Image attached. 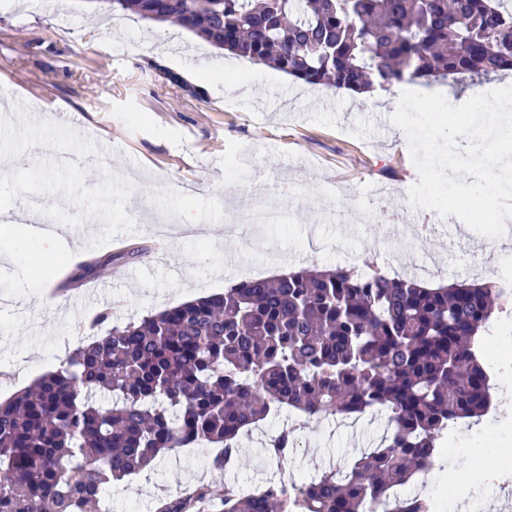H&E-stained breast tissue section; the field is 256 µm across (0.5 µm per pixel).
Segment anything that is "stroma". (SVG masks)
I'll return each instance as SVG.
<instances>
[{"label":"stroma","instance_id":"35a3bbf8","mask_svg":"<svg viewBox=\"0 0 512 512\" xmlns=\"http://www.w3.org/2000/svg\"><path fill=\"white\" fill-rule=\"evenodd\" d=\"M217 51L185 29L168 31L96 0H0V212H28L65 229L38 243L17 225L0 223V400L56 367L78 341L104 335L97 312L138 320L199 296L219 293L239 270L278 262L295 267L355 266L366 255L390 271L431 284L498 281L512 259L494 240L457 218L416 240L412 227L428 212L413 208L418 180L405 134L374 96L311 87L246 60L222 66ZM179 74L186 93L164 80ZM390 166L393 176L382 175ZM285 183L296 205L281 219L256 226L272 252L252 250L240 235L218 242L172 238L157 246L149 209L180 222L223 224L247 212L260 183ZM113 255L114 265L71 284L86 259ZM104 284L94 304L84 288ZM496 388L512 385V313L487 331ZM288 415L239 438L243 462L212 465L214 449L181 448L148 473L114 484L109 512H154L157 497L199 482L215 492L231 485L248 494L280 470L314 476L370 447L380 420H312L301 429L286 467L265 452L269 434ZM495 461L512 449V414L458 425Z\"/></svg>","mask_w":512,"mask_h":512}]
</instances>
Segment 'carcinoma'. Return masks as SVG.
I'll use <instances>...</instances> for the list:
<instances>
[{
    "instance_id": "obj_1",
    "label": "carcinoma",
    "mask_w": 512,
    "mask_h": 512,
    "mask_svg": "<svg viewBox=\"0 0 512 512\" xmlns=\"http://www.w3.org/2000/svg\"><path fill=\"white\" fill-rule=\"evenodd\" d=\"M108 12L179 25L212 46L310 86L356 95L437 78L482 83L512 71L506 0H96ZM101 257L79 281L112 265ZM512 304V282L429 287L352 267L241 281L112 326L56 369L0 401V512H99L112 484L160 456L217 444L238 463L239 436L290 412L298 420L386 419L349 463L290 489L242 495L200 483L156 512H437L401 490L443 456L452 431L485 416V328ZM292 427L266 446L278 463Z\"/></svg>"
}]
</instances>
